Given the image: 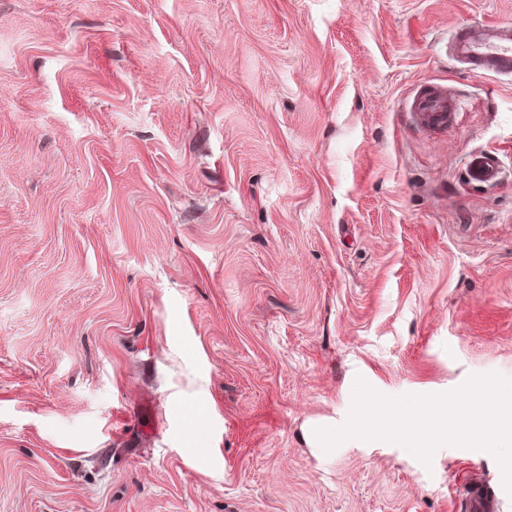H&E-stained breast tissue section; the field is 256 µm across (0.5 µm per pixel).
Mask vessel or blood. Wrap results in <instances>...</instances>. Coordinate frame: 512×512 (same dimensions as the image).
<instances>
[{"instance_id": "obj_1", "label": "vessel or blood", "mask_w": 512, "mask_h": 512, "mask_svg": "<svg viewBox=\"0 0 512 512\" xmlns=\"http://www.w3.org/2000/svg\"><path fill=\"white\" fill-rule=\"evenodd\" d=\"M452 53L456 59L480 73H512V26L471 24L452 37ZM456 99L442 91L427 89L413 100V111L419 112L430 124L443 123L456 111ZM471 512H497L498 502L492 492L479 483L468 491Z\"/></svg>"}]
</instances>
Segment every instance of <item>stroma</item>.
Listing matches in <instances>:
<instances>
[{
  "label": "stroma",
  "instance_id": "stroma-1",
  "mask_svg": "<svg viewBox=\"0 0 512 512\" xmlns=\"http://www.w3.org/2000/svg\"><path fill=\"white\" fill-rule=\"evenodd\" d=\"M476 22L512 0H0V512H512L487 450L315 436L359 379L512 378ZM458 103L442 91L427 89L419 93L413 100V112H419L429 124H441L451 112H456ZM494 494L483 485L472 483L468 491L469 508L474 512H496L498 502Z\"/></svg>",
  "mask_w": 512,
  "mask_h": 512
}]
</instances>
